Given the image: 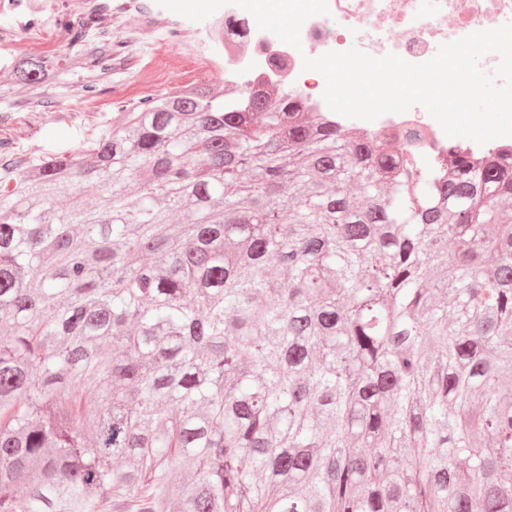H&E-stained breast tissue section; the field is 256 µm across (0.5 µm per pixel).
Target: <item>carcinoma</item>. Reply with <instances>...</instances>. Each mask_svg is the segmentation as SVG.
Instances as JSON below:
<instances>
[{
	"mask_svg": "<svg viewBox=\"0 0 512 512\" xmlns=\"http://www.w3.org/2000/svg\"><path fill=\"white\" fill-rule=\"evenodd\" d=\"M245 98L0 153V512H512V151ZM338 123L346 128H357L365 132H386L391 137L393 144L401 145L403 152H411L415 159L420 154H430L437 159L442 149L448 150V143L459 144L475 156H481L493 148L512 144V137H502L499 140H492L484 145L457 137L455 140H448L439 123L433 119L426 109L415 105L404 113H386L374 121L347 118L336 113ZM414 129L425 131L426 137L420 140L409 138L408 134Z\"/></svg>",
	"mask_w": 512,
	"mask_h": 512,
	"instance_id": "carcinoma-1",
	"label": "carcinoma"
}]
</instances>
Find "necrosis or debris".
<instances>
[{"label":"necrosis or debris","instance_id":"1","mask_svg":"<svg viewBox=\"0 0 512 512\" xmlns=\"http://www.w3.org/2000/svg\"><path fill=\"white\" fill-rule=\"evenodd\" d=\"M252 0H224V10L211 17L196 40L183 43L181 28L162 26L155 16L142 18L128 46L162 32L170 43H182L185 54L202 55L225 67L237 92L261 80L278 94L298 98L305 111L324 112L325 80L303 68L311 55L350 48L380 58L395 54L411 63L431 59L439 46L471 33L512 23V0H469L467 12L458 0H274L275 10L263 17ZM139 0H0V10L35 17L36 25L0 29V50L11 52L38 44L54 29L58 14L89 20L110 14L113 33H121L127 15L137 13ZM340 125L365 132L390 134L392 143L412 155L440 156L449 140L426 109L416 105L403 113H386L375 120L339 117ZM420 129L426 136L411 139Z\"/></svg>","mask_w":512,"mask_h":512}]
</instances>
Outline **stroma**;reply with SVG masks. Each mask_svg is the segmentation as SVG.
Instances as JSON below:
<instances>
[{"label":"stroma","instance_id":"1","mask_svg":"<svg viewBox=\"0 0 512 512\" xmlns=\"http://www.w3.org/2000/svg\"><path fill=\"white\" fill-rule=\"evenodd\" d=\"M195 4L196 0H140L142 13L162 10L179 17L189 41L207 22L206 13L198 11ZM65 42L61 34L51 32L31 52L35 58L56 57L62 72L57 88L50 92V106H31L27 86L16 81L12 69L0 67V141L8 142L18 153L34 155L48 148L78 149L111 121L116 103L132 105L145 95L143 87L129 79L130 72L140 66L138 56L132 54L106 77L98 94L90 99L84 97L80 92V55L66 47ZM157 56L164 62V76L171 87L191 82L217 88L224 85L223 72L211 70L199 58L183 54L180 46H162Z\"/></svg>","mask_w":512,"mask_h":512}]
</instances>
